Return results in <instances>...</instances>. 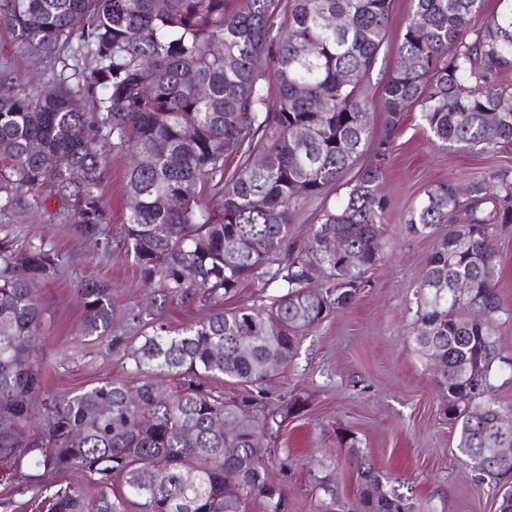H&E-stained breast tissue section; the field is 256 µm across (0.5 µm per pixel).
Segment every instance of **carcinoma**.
I'll return each mask as SVG.
<instances>
[{
    "mask_svg": "<svg viewBox=\"0 0 512 512\" xmlns=\"http://www.w3.org/2000/svg\"><path fill=\"white\" fill-rule=\"evenodd\" d=\"M411 2L377 136L367 80L387 44L391 0H0V29L46 64L34 88L0 70V214L45 212L55 198L61 223L110 252L98 152L110 139L129 155L120 251L144 286L162 285L161 299L120 311L106 282L78 283L87 332L130 361L137 383L54 395L38 354L36 291L65 259L44 243L0 240V462L48 512H127L131 496L139 512H244L252 498L264 512L284 510L267 442L308 398L275 404L266 385L275 365L288 371L302 337L356 302L381 261L389 202L380 187L406 112L418 109L444 146L512 144V0L487 14L485 0ZM215 43L234 64L210 51ZM85 58L76 80L65 75ZM337 186L342 201L322 206L306 240L293 241L292 212ZM406 224L436 237L416 284L412 341L434 365L457 449L500 480L512 474V410L493 379L512 359L496 326L512 313L501 304L491 226L512 224V171H486L463 194L439 182ZM338 233L352 265L322 249ZM247 282L275 291L224 308ZM174 300L207 312L175 326L155 309ZM162 376L172 382L163 397ZM212 380L244 390L231 395ZM245 410L251 421L240 426ZM41 411L46 428L27 434ZM336 439L363 512H424L412 495L385 489L353 433ZM34 468L79 471L97 495L44 484ZM116 481L128 495L112 493Z\"/></svg>",
    "mask_w": 512,
    "mask_h": 512,
    "instance_id": "carcinoma-1",
    "label": "carcinoma"
}]
</instances>
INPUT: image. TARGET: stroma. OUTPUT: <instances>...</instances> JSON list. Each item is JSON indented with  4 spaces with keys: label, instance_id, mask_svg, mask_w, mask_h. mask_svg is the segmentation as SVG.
Instances as JSON below:
<instances>
[{
    "label": "stroma",
    "instance_id": "obj_1",
    "mask_svg": "<svg viewBox=\"0 0 512 512\" xmlns=\"http://www.w3.org/2000/svg\"><path fill=\"white\" fill-rule=\"evenodd\" d=\"M410 11L411 0H393L389 42L372 71V91H380L390 71ZM2 56L16 84L37 85L43 62L31 59L4 30ZM99 151L106 158L103 199L112 214L105 234L115 244L126 229L125 167L111 143H100ZM491 169L512 171V145L491 153L446 148L429 140L418 111L408 113L382 184L390 203L383 260L357 302L304 336L290 370L269 386L276 401L297 393L310 398L308 412L286 420L269 444L272 455L290 460L287 472L270 470L284 485L286 512H362L356 473L336 441L340 427L355 432L377 470L400 492L412 493L426 512H499L498 487L472 472L457 450V428L443 414L433 367L408 335L414 285L435 240L410 235L404 224L430 186L448 180L463 185ZM9 232L45 243L66 260L37 290L48 392L73 394L98 381L128 378L127 360L85 335L75 288L81 279L97 277L111 283L117 306L145 303L149 293L132 262L104 256L45 213L0 216V237ZM322 480L329 491L319 489Z\"/></svg>",
    "mask_w": 512,
    "mask_h": 512
}]
</instances>
